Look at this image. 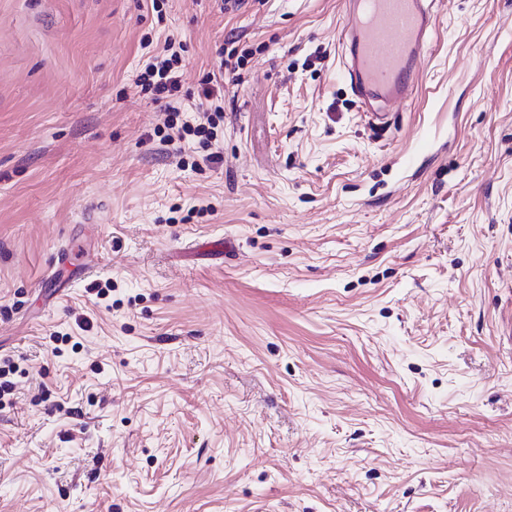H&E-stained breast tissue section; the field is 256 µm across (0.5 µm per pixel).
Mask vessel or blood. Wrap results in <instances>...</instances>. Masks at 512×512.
Returning <instances> with one entry per match:
<instances>
[{
  "label": "vessel or blood",
  "mask_w": 512,
  "mask_h": 512,
  "mask_svg": "<svg viewBox=\"0 0 512 512\" xmlns=\"http://www.w3.org/2000/svg\"><path fill=\"white\" fill-rule=\"evenodd\" d=\"M436 22L433 0H346L338 37L342 74L369 122L384 118L377 105L412 96Z\"/></svg>",
  "instance_id": "obj_1"
}]
</instances>
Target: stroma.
<instances>
[{
  "mask_svg": "<svg viewBox=\"0 0 512 512\" xmlns=\"http://www.w3.org/2000/svg\"><path fill=\"white\" fill-rule=\"evenodd\" d=\"M343 10L0 0V512H512V0H437L386 128ZM180 53L176 40L167 38L162 49L149 56L143 70L137 75L136 84L141 91L149 93L155 102L166 101L167 116L163 127L158 126L155 134L161 141L172 143L176 139L184 141L189 138H199L203 146H209L216 139L215 129L224 121V105H214L205 123L191 124L189 121L178 122L180 110L172 105L181 99L182 74L180 73Z\"/></svg>",
  "mask_w": 512,
  "mask_h": 512,
  "instance_id": "stroma-1",
  "label": "stroma"
}]
</instances>
